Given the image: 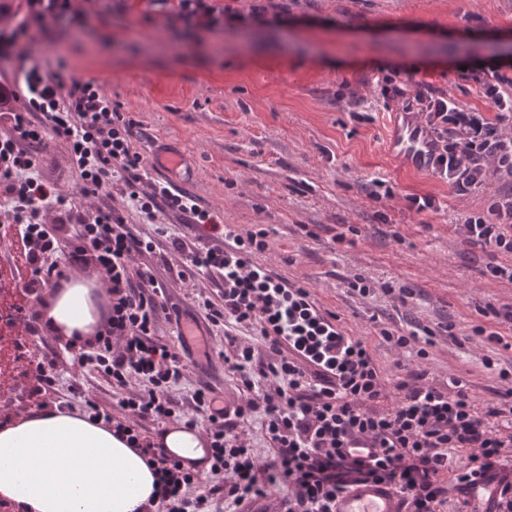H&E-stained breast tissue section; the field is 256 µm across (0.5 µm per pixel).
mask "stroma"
Returning a JSON list of instances; mask_svg holds the SVG:
<instances>
[{
    "instance_id": "stroma-1",
    "label": "stroma",
    "mask_w": 512,
    "mask_h": 512,
    "mask_svg": "<svg viewBox=\"0 0 512 512\" xmlns=\"http://www.w3.org/2000/svg\"><path fill=\"white\" fill-rule=\"evenodd\" d=\"M287 18L274 24L200 30L168 19L154 0H86L80 27L61 21L36 32L28 53L51 58L64 51L70 75L97 82L101 92L136 121L137 146L153 163L152 180L170 181L224 223L266 229L269 247L258 258L267 269L306 286L344 329L366 337L396 397L397 360L414 363L442 382L464 379L479 406L495 402L500 369L512 371V349L467 341L470 324L486 305H512V283L493 278L490 265L505 257L467 242L459 219L483 212L505 181L460 199L431 172L393 159L386 143L393 111L377 101L379 75L413 70V79L442 88L458 102L487 111L478 77L497 59L512 75V55L493 51L492 40L512 36V0H277ZM184 155L182 172L155 166L162 149ZM386 180L392 197L372 199L374 179ZM429 193L437 212L409 211L406 197ZM112 204L132 231L153 239V252L134 266H152L165 285L155 339L173 349L181 340L176 316H201V298L219 299L217 276L177 278L182 261L168 237L127 205L120 191ZM344 234V243L335 235ZM371 279L373 295L351 293L348 281ZM414 289L406 303L381 286ZM453 322L454 335L439 333L427 358L414 349H391L378 327L403 333L411 323L436 327ZM42 336L56 352V382L32 395L26 351L12 352L13 380L0 391V415L10 420L72 402L71 382L90 399L115 410L118 394L97 372L76 370L67 340L49 329ZM213 352L184 359L176 391L177 413L168 422L138 421L148 441L193 409L192 395L207 384L228 403L241 402L239 375L225 364L231 347L223 326H208ZM494 368H486L484 358Z\"/></svg>"
}]
</instances>
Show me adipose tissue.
Segmentation results:
<instances>
[{
  "mask_svg": "<svg viewBox=\"0 0 512 512\" xmlns=\"http://www.w3.org/2000/svg\"><path fill=\"white\" fill-rule=\"evenodd\" d=\"M44 306L51 327L86 333L97 309L81 281L51 291ZM182 463L205 469L201 433L174 426L160 437ZM153 474L143 456L100 423L54 410L0 428V499L18 512H146Z\"/></svg>",
  "mask_w": 512,
  "mask_h": 512,
  "instance_id": "ef3b65f1",
  "label": "adipose tissue"
}]
</instances>
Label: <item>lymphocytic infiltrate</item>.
Listing matches in <instances>:
<instances>
[{
	"instance_id": "lymphocytic-infiltrate-1",
	"label": "lymphocytic infiltrate",
	"mask_w": 512,
	"mask_h": 512,
	"mask_svg": "<svg viewBox=\"0 0 512 512\" xmlns=\"http://www.w3.org/2000/svg\"><path fill=\"white\" fill-rule=\"evenodd\" d=\"M171 17L213 30L226 24H263V9L244 15L216 13L209 0H158ZM23 17L0 33V53L11 54L31 38V31L68 20L81 23L82 0H25ZM23 111H14L8 90L0 91V115L8 122L0 133V199L9 211L13 263L5 276L26 277V285L0 293V311L15 336L28 347L30 372L38 385L54 381V360L31 340L39 336V315L32 307L33 286L60 287L78 270L86 250H93L106 275L108 319L94 342L72 339L69 349L77 369H94L113 388L123 390L121 410L158 422L172 416V392L183 378L179 353L154 339L157 296L162 285L151 268L133 269L134 255L151 251L152 242L137 238L123 214L97 200L112 186L149 220L171 211L185 216L201 235L177 271L186 279L196 271L224 282L221 301L204 299L212 324L259 333L273 355L254 365V349L235 344L224 362L238 372L247 394L230 406L208 388L193 394L195 412L209 424L210 470L225 474L224 496L234 506L252 505L270 487L285 485V512H335L339 494L354 484L374 480L401 495L402 512H441L448 501V474L456 472L457 489L469 494L478 480L498 484L497 512H512V433L494 430L497 417L512 418V372L500 370L505 387L500 406L479 411L467 382L430 381L419 368L399 364L398 397L386 406V383L366 339L346 335L334 314L321 311L309 290L269 274L257 261L268 247L265 230L239 232L221 223L195 200L151 181L147 162L135 144V123L113 104L94 81L66 79L63 70L47 71L38 59L18 60ZM384 103H403L418 113L436 139L438 153L429 169L459 196L470 195L491 178L512 179V78L490 68L482 81L489 109L466 107L445 91L391 76L379 78ZM63 139L79 182L76 192L63 190L40 174L48 137ZM63 212L79 227L65 262L54 257L58 242L48 216ZM461 227L472 243L512 255V190L491 198L486 214L464 215ZM223 238V247L211 246ZM144 388L128 392L131 380ZM85 399L89 420L102 423L126 439L152 464L162 512H210V493L199 475L144 440L133 426L99 410L81 386L70 388ZM263 417L270 458L258 463L245 439L230 432L233 418Z\"/></svg>"
}]
</instances>
